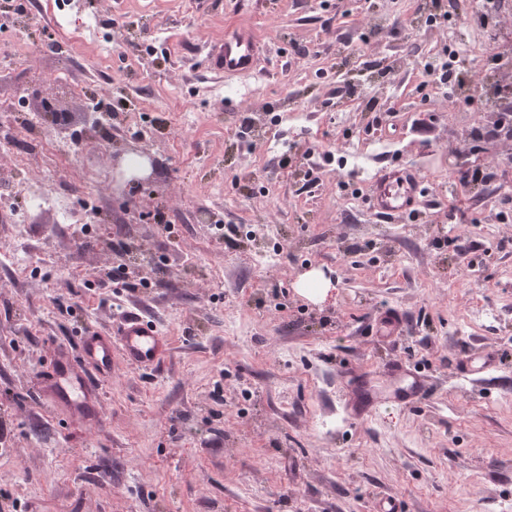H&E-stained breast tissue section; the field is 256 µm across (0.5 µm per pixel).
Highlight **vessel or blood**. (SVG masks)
Masks as SVG:
<instances>
[{
    "label": "vessel or blood",
    "instance_id": "1",
    "mask_svg": "<svg viewBox=\"0 0 512 512\" xmlns=\"http://www.w3.org/2000/svg\"><path fill=\"white\" fill-rule=\"evenodd\" d=\"M256 60V39L247 28L225 34L221 41L211 45L208 53L211 70L227 77L252 72ZM421 195L422 178L417 171L390 165L382 167L374 179L368 205L377 216L392 219L416 209ZM76 342L82 361L90 367L89 372L78 373L58 365L50 378L68 402L82 408L95 420L101 415L97 377L111 372L115 351H122L133 364L155 368L164 362L170 350L167 337L162 336L151 321L137 314L122 318L118 339L87 331L78 336ZM385 373L389 379L385 388L354 385L344 393L345 408L353 419H366L388 404L413 405L430 391L427 377L403 363L390 365Z\"/></svg>",
    "mask_w": 512,
    "mask_h": 512
}]
</instances>
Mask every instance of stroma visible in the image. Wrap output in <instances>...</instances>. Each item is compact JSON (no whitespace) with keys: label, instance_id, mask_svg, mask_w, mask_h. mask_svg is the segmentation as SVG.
Instances as JSON below:
<instances>
[{"label":"stroma","instance_id":"1","mask_svg":"<svg viewBox=\"0 0 512 512\" xmlns=\"http://www.w3.org/2000/svg\"><path fill=\"white\" fill-rule=\"evenodd\" d=\"M15 2L0 0L15 23L0 29V99L21 102L0 111V176L14 177L20 209V163L48 171L53 193L68 182L109 192L84 239L51 210L0 219V251L22 239L50 260L0 269V512H373L379 494L401 512H512V99L491 138L484 125L468 133L442 94L421 97L415 74L385 60L443 33L385 23L386 0H80L112 35L107 59L94 44L50 48V15ZM243 26L258 42L254 83L206 69L210 43ZM21 44L34 56L17 67ZM103 63L109 79L87 73ZM46 97L68 118L41 113L31 130ZM289 98L308 122L277 125ZM94 99L108 102L111 130L90 128ZM375 138L395 150L373 170L423 179L421 206L390 223L368 209L371 181L348 174L349 205L336 179L351 141ZM39 140L73 143L70 167ZM136 151L155 164L140 181L112 165ZM480 167L485 181L459 183ZM202 203L214 223H194ZM246 224L277 236L227 247L225 230ZM132 253L145 288L96 287ZM313 271L328 288L309 298L299 285ZM389 310L407 322L387 338L375 318ZM126 311L167 337L165 364L115 357L98 426L49 405L52 357L77 359L79 332L114 334ZM474 311L489 315L476 330ZM486 353L496 366L484 379L464 372ZM394 361L428 374L427 399L348 418L341 373L380 386Z\"/></svg>","mask_w":512,"mask_h":512}]
</instances>
